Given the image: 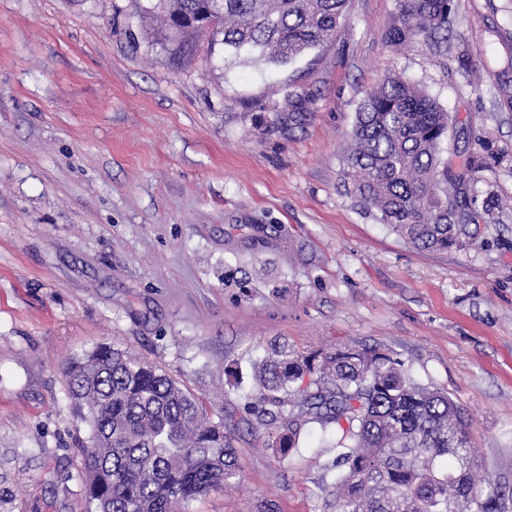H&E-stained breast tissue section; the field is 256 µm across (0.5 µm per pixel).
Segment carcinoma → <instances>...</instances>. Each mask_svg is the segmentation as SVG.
<instances>
[{"mask_svg": "<svg viewBox=\"0 0 512 512\" xmlns=\"http://www.w3.org/2000/svg\"><path fill=\"white\" fill-rule=\"evenodd\" d=\"M347 0H156L173 34L175 68L224 47L222 67L262 60L285 65L328 42ZM450 0H399L387 42L448 50ZM448 113L415 85L388 76L358 106L355 149L345 157L350 194L421 251L464 250V222L478 217L494 152L452 164L441 158ZM88 423L82 448L88 512H189L229 485L241 463L224 423L201 397L147 359L105 344L65 373ZM264 447L283 458L301 429L320 426L336 458L323 465L336 512H505L501 494L479 491L469 421L448 394L415 384L400 361L340 346L300 354L273 344L255 366Z\"/></svg>", "mask_w": 512, "mask_h": 512, "instance_id": "cac0c4a2", "label": "carcinoma"}]
</instances>
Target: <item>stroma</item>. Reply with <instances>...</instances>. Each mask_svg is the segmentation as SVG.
I'll return each mask as SVG.
<instances>
[{
    "label": "stroma",
    "mask_w": 512,
    "mask_h": 512,
    "mask_svg": "<svg viewBox=\"0 0 512 512\" xmlns=\"http://www.w3.org/2000/svg\"><path fill=\"white\" fill-rule=\"evenodd\" d=\"M151 0H0V512H87L67 364L100 343L204 398L242 468L192 512H324L318 424L281 459L248 398L275 340L398 359L471 420L512 512V0H451L448 51L390 46L398 0H347L285 65L168 63ZM396 74L508 155L473 244L421 252L351 197L357 107ZM306 100L303 117L272 102Z\"/></svg>",
    "instance_id": "stroma-1"
}]
</instances>
